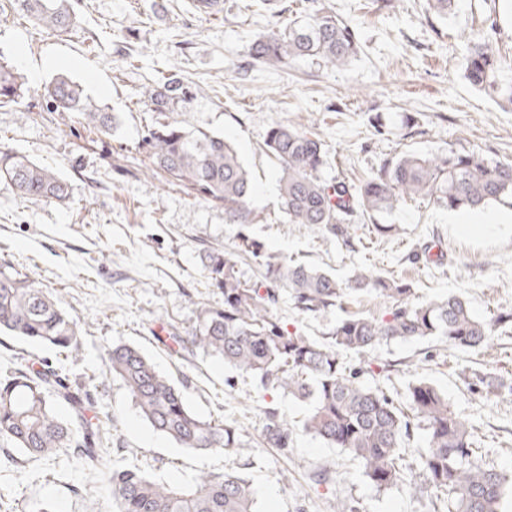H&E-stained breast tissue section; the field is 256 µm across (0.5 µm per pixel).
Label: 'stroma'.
<instances>
[{
    "mask_svg": "<svg viewBox=\"0 0 512 512\" xmlns=\"http://www.w3.org/2000/svg\"><path fill=\"white\" fill-rule=\"evenodd\" d=\"M478 0H457L454 14H426L425 0H221L217 14L196 12L192 0H72L78 24L57 36L13 12H0V55L25 77L21 103L0 108V148L18 150L59 172L70 186L66 203L34 202L0 183V261L12 262L80 320L81 353L73 378L93 386L100 411L112 416L119 441L113 458L143 467L157 480L192 483L204 471L236 467L250 480L257 512H332L339 500L356 512H448L446 495L405 484L377 488L358 461L297 427L289 448L261 443L266 408L297 422L305 407L261 387L223 360L166 343L191 328L203 305L224 300L202 272L205 249H235L239 234L265 251L321 267L341 279L366 268L412 285L426 302L464 295L473 313L490 319L512 303V233L479 238L453 232L469 218L492 226L512 212L494 204L472 213L400 205L378 221L352 225L349 236L284 223L277 208L278 169L262 149L274 123L304 125L332 157V176L354 183L399 152L435 154L447 147L512 160V105L472 87L456 46L482 24ZM332 9L358 31L360 52L328 70L313 60L287 67L252 62L249 48L275 23ZM198 91L181 114L185 126L223 132L254 175V224L224 221L222 208L195 200L138 159L148 120L145 87L167 71ZM80 82L95 101L118 113L120 127L99 137L47 110L44 88L57 75ZM393 224L378 235L375 223ZM388 302L363 291L344 308L300 314L281 297L276 314L288 328L317 341L345 313L380 316ZM137 346L160 371L185 386L190 407L206 419L234 424V453L192 452L157 433L140 416L106 367L112 344ZM365 386L382 388L405 405L407 386L430 381L472 427L485 467L512 471V329L497 332L479 352L437 340L381 344L365 358ZM386 374H379V366ZM501 386L498 398L468 393L463 374ZM0 485L12 488L0 512H113L112 488L62 449L52 460L20 450L0 454Z\"/></svg>",
    "mask_w": 512,
    "mask_h": 512,
    "instance_id": "stroma-1",
    "label": "stroma"
}]
</instances>
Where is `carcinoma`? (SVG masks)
<instances>
[{
	"label": "carcinoma",
	"instance_id": "carcinoma-1",
	"mask_svg": "<svg viewBox=\"0 0 512 512\" xmlns=\"http://www.w3.org/2000/svg\"><path fill=\"white\" fill-rule=\"evenodd\" d=\"M12 10L42 29L64 34L77 15L71 0H10ZM497 24L482 25L458 45L463 77L474 87L491 89L512 105V81L503 78L506 60L497 48ZM360 49L355 28L346 20L316 10L284 26H274L250 48L257 62L283 67L314 57L326 69L345 66ZM24 77L0 60V107L19 104ZM48 111L77 119L83 127L110 137L117 116L92 101L83 86L67 75L46 87ZM149 123L142 153L153 170L195 199L224 208V223L247 226L257 215L251 207L255 184L235 147L224 134L188 128L179 112L198 99L195 88L177 72L163 74L142 93ZM264 145L278 165L277 205L290 224L334 233L399 204L422 200L450 211L484 209L512 200V161H492L475 151L448 149L434 154L401 153L382 160L358 184L325 175L324 141L314 132L288 124L269 127ZM0 181L33 201L64 202L69 186L57 172L11 149L0 150ZM262 258V279H241L243 256ZM204 276L222 290L221 306H204L192 329L168 336L181 349L218 357L230 367L257 378L262 386L309 405L305 431L359 461L377 487L398 482L417 487L414 475L399 461L410 437L411 421L423 425L426 445L417 466L431 488L448 495V512H499L512 474L483 467L475 456L468 421L453 411L448 398L430 382L408 386V417L380 389L360 381L362 369H348L344 353L362 354L391 341L439 339L457 349L479 351L495 330L512 326V305L489 320L478 318L468 300L456 294L424 303L410 301L412 288L369 270L343 282L331 273L296 263L275 253L261 255L259 245L241 236L234 250L212 248L202 258ZM290 291L295 308L316 314L340 304L347 293L373 290L390 299L382 316L351 314L336 322L330 341L320 344L281 324L274 310L279 288ZM0 332L59 349L71 361L81 352L79 320L33 278L11 263H0ZM107 372L120 380L140 415L157 432L194 452L227 453L238 447L237 428L205 420L188 406L182 388L161 373L139 348L114 344L107 353ZM468 391L490 398L494 388L485 377L464 378ZM62 405L67 416L57 414ZM97 402L86 385L71 381L66 363L31 360L23 369L0 374V447L52 459L62 448L90 470L112 455V430L92 415ZM264 439L287 448L292 428L275 410L266 411ZM114 512H255L250 482L233 468L203 472L187 486L151 479L135 466L107 473Z\"/></svg>",
	"mask_w": 512,
	"mask_h": 512
}]
</instances>
